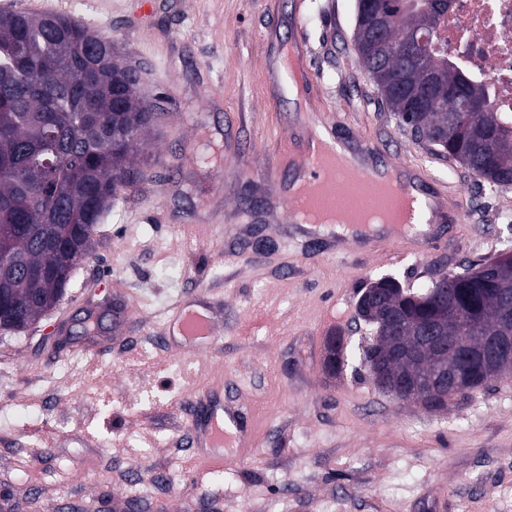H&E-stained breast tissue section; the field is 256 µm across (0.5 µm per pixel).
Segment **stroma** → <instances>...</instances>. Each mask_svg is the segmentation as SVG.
<instances>
[{
  "instance_id": "obj_1",
  "label": "stroma",
  "mask_w": 512,
  "mask_h": 512,
  "mask_svg": "<svg viewBox=\"0 0 512 512\" xmlns=\"http://www.w3.org/2000/svg\"><path fill=\"white\" fill-rule=\"evenodd\" d=\"M112 40L158 103L152 181L116 200L48 314L0 331V512H512V375L427 412L359 369L356 319L384 275L422 289L512 247V187L494 189L400 127L353 43L356 0H0ZM304 39L313 92L290 96L278 49ZM339 128L378 164L425 170L465 200L434 249L342 238L319 253L267 208L294 135ZM268 242L256 249L254 236ZM208 295L215 342L168 334ZM342 330L348 364L325 368ZM99 353H91V346ZM242 406L247 443L205 461L199 398Z\"/></svg>"
}]
</instances>
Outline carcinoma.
I'll list each match as a JSON object with an SVG mask.
<instances>
[{
  "label": "carcinoma",
  "mask_w": 512,
  "mask_h": 512,
  "mask_svg": "<svg viewBox=\"0 0 512 512\" xmlns=\"http://www.w3.org/2000/svg\"><path fill=\"white\" fill-rule=\"evenodd\" d=\"M389 18L387 55L380 65L362 51L361 64L386 78V106L400 126L440 155L464 165L494 188L512 186V114L495 111L485 85L457 68L448 54L429 47L411 59L413 33H433L448 0H384ZM135 71L116 56L112 40L69 18L0 11V330H22L52 310L75 266L91 256L103 212L138 184L152 179L134 155L154 122V106L139 96ZM439 96L427 110L414 107ZM391 288L394 318L372 323L363 349L372 363L390 364L385 348L401 341L421 350L416 372L431 367L425 328L444 336L454 325L443 309L455 304L474 318L479 335L497 336L503 293L512 289V258L499 254L462 273L435 272L419 293Z\"/></svg>",
  "instance_id": "1"
}]
</instances>
